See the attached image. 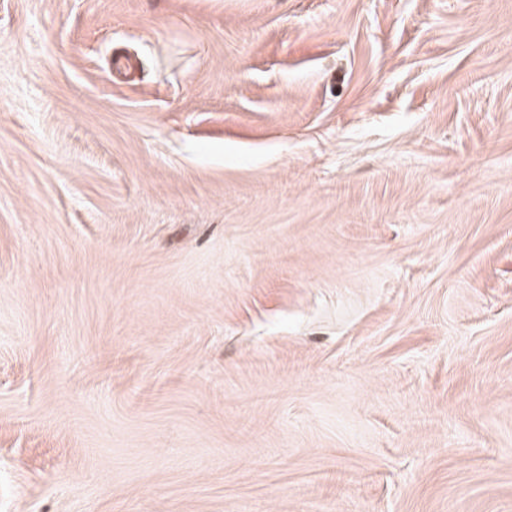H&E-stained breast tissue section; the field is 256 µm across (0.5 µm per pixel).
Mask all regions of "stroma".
<instances>
[{
  "mask_svg": "<svg viewBox=\"0 0 512 512\" xmlns=\"http://www.w3.org/2000/svg\"><path fill=\"white\" fill-rule=\"evenodd\" d=\"M0 512H512V0H0Z\"/></svg>",
  "mask_w": 512,
  "mask_h": 512,
  "instance_id": "1",
  "label": "stroma"
}]
</instances>
